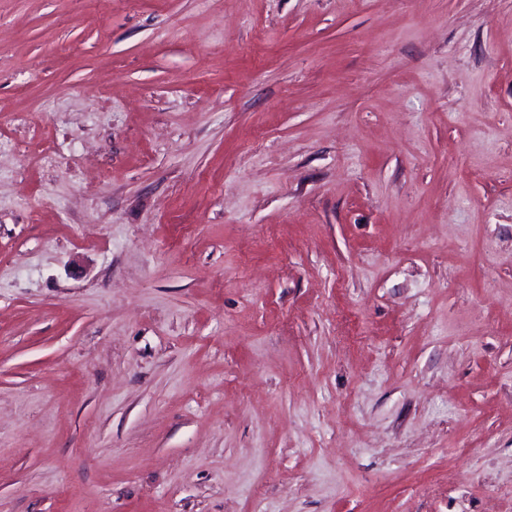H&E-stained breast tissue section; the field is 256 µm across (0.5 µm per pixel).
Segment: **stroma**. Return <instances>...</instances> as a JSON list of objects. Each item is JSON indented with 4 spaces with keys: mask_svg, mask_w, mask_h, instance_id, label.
Masks as SVG:
<instances>
[{
    "mask_svg": "<svg viewBox=\"0 0 512 512\" xmlns=\"http://www.w3.org/2000/svg\"><path fill=\"white\" fill-rule=\"evenodd\" d=\"M0 512H512V0H0Z\"/></svg>",
    "mask_w": 512,
    "mask_h": 512,
    "instance_id": "stroma-1",
    "label": "stroma"
}]
</instances>
